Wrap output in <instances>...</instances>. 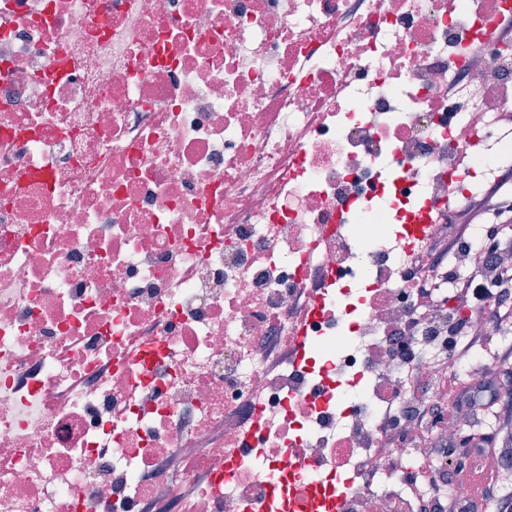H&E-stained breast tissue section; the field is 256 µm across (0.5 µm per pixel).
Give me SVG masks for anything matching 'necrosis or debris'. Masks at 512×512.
Masks as SVG:
<instances>
[{"label":"necrosis or debris","mask_w":512,"mask_h":512,"mask_svg":"<svg viewBox=\"0 0 512 512\" xmlns=\"http://www.w3.org/2000/svg\"><path fill=\"white\" fill-rule=\"evenodd\" d=\"M512 0H0V512H425L397 283L512 156ZM424 219L426 242L398 225ZM329 300L293 358L314 285ZM399 396L386 421L384 400ZM448 468L512 469L490 445Z\"/></svg>","instance_id":"necrosis-or-debris-1"}]
</instances>
